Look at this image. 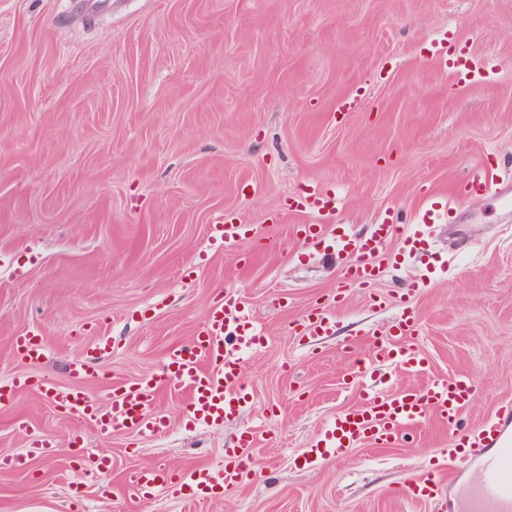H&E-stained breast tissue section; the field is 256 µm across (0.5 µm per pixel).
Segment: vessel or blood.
<instances>
[{
  "mask_svg": "<svg viewBox=\"0 0 512 512\" xmlns=\"http://www.w3.org/2000/svg\"><path fill=\"white\" fill-rule=\"evenodd\" d=\"M433 46V62L452 68L463 78L475 76L472 62L453 54L446 39L434 40ZM460 190L468 195L491 192L504 205H512V185L504 182L495 169L473 175ZM332 203L327 190L316 188L295 200L290 210L317 215ZM299 231L310 244L331 240L334 253L346 260L342 273V284L346 287L379 278L391 257L389 245L399 235L398 225L388 217L363 235L336 230L331 224H304ZM246 233V225L225 216L211 224L209 242L213 249L220 251L242 241ZM334 319L335 312L330 308L309 312L300 321L301 333L305 336L326 333ZM419 329L417 314L405 309L389 331L374 329L365 333L363 339L371 343L375 358L391 362L398 371L425 374L427 361L412 342ZM262 342L250 306L238 294L228 291L216 300L203 327L189 341L166 351L156 375L110 389L100 398L92 396L88 386L98 380L99 363L112 350L111 337L98 335L90 352L70 364L69 385H61L47 376L34 381L19 372L10 378L7 389L16 392L38 388L66 415L91 423L101 438H109L112 432L120 430L147 441L162 436L170 427L166 416L156 409L157 395L162 390L185 396V414L199 426L218 424L242 412L249 403L242 357ZM12 348L29 366L40 364L46 353L40 333L34 331L14 337ZM366 372L363 365L356 371L361 380L359 403L344 410L323 429L308 451L309 463L340 457L364 443L377 447L393 445L405 430L422 427L433 420L455 424L476 390L468 377L455 375L428 378L423 387H406L387 395L365 383ZM258 440L256 431H244L235 447L227 451L223 463L194 467L185 474L186 483L202 490L217 485L228 491L240 487L254 473L252 450ZM464 441L466 447L481 451L469 512H512V403L500 406L494 415L486 418L480 431L465 435ZM172 491L168 472L157 467L128 471L121 486L122 495L131 498H149Z\"/></svg>",
  "mask_w": 512,
  "mask_h": 512,
  "instance_id": "b4317fda",
  "label": "vessel or blood"
}]
</instances>
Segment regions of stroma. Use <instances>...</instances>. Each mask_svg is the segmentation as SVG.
Wrapping results in <instances>:
<instances>
[{
    "instance_id": "stroma-1",
    "label": "stroma",
    "mask_w": 512,
    "mask_h": 512,
    "mask_svg": "<svg viewBox=\"0 0 512 512\" xmlns=\"http://www.w3.org/2000/svg\"><path fill=\"white\" fill-rule=\"evenodd\" d=\"M449 30L491 80L430 60ZM350 95L355 111H337ZM509 158L512 0H0V384L18 369L12 337L31 330L48 349L32 375L64 379L101 332L114 350L100 386L152 375L227 290L267 339L244 359L252 403L237 419L195 426L164 392L171 427L150 442L99 440L39 392L11 394L0 459L26 455L21 417L56 447L0 469V512H466L477 459L446 474L458 440L437 423L314 466L304 454L360 399L363 332L407 306L431 375L476 385L466 431L512 400V209L468 196L409 241L427 205ZM313 187L337 210L290 214ZM388 213L397 259L368 287L340 289V265L293 234L316 220L361 234ZM226 214L257 235L216 251L209 226ZM331 303L334 331L296 332ZM246 430L255 476L238 489L100 492L135 468L223 461ZM95 454L109 472L84 473ZM431 473L436 493L406 495Z\"/></svg>"
}]
</instances>
